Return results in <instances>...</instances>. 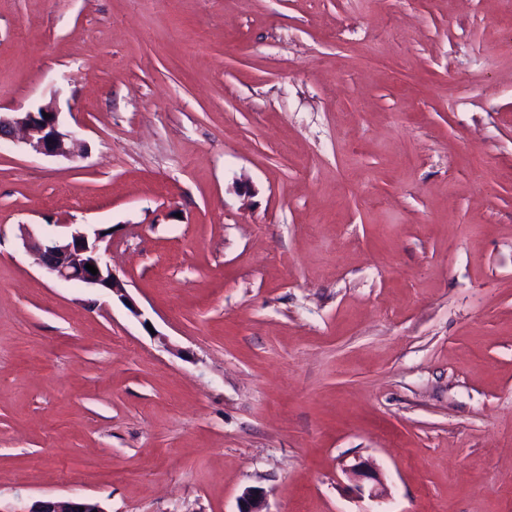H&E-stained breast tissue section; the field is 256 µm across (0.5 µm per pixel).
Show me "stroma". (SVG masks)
Instances as JSON below:
<instances>
[{
  "label": "stroma",
  "instance_id": "1",
  "mask_svg": "<svg viewBox=\"0 0 512 512\" xmlns=\"http://www.w3.org/2000/svg\"><path fill=\"white\" fill-rule=\"evenodd\" d=\"M47 104L81 157L0 143V512H512V0H0V112ZM66 224L133 307L43 275ZM349 471L357 482V487L361 493H365V485L363 484L364 481L369 482L367 487L369 497L375 498L384 492V484L382 479L379 477L376 471L364 463L352 465ZM80 507L84 511H80ZM108 512L101 502L86 496L74 495L67 499L43 498L36 500L23 512Z\"/></svg>",
  "mask_w": 512,
  "mask_h": 512
}]
</instances>
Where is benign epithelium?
Segmentation results:
<instances>
[{"label": "benign epithelium", "instance_id": "benign-epithelium-1", "mask_svg": "<svg viewBox=\"0 0 512 512\" xmlns=\"http://www.w3.org/2000/svg\"><path fill=\"white\" fill-rule=\"evenodd\" d=\"M49 117H44V114ZM21 137L35 153L48 156L72 158L78 142V131H62L58 125V112L51 106H42L35 112H0V141H12ZM66 231L58 238L43 242L36 240L27 226H22V241L38 261L43 274L51 280L62 283H78L86 288L106 290L130 302L126 290L116 273L108 265L107 249L101 243L107 233L93 232L84 224H67ZM98 269L92 274L86 265ZM360 492H368L375 498L384 492L379 475L363 463L350 468ZM25 512H107L101 502L86 496L74 495L67 499H39ZM238 512H265V494L262 490L249 487L239 498Z\"/></svg>", "mask_w": 512, "mask_h": 512}]
</instances>
